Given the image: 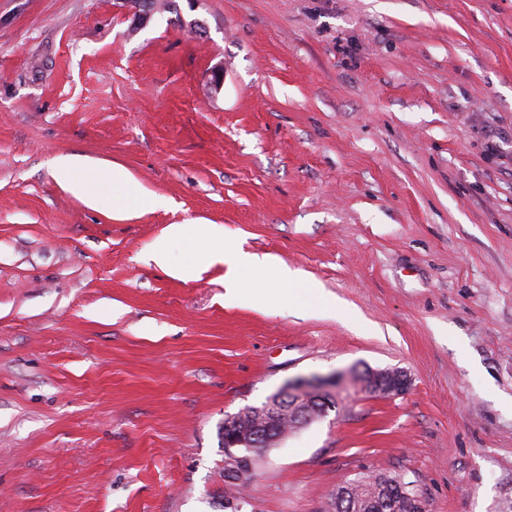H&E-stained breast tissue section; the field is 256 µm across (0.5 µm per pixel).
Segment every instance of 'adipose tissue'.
<instances>
[{
  "instance_id": "adipose-tissue-1",
  "label": "adipose tissue",
  "mask_w": 512,
  "mask_h": 512,
  "mask_svg": "<svg viewBox=\"0 0 512 512\" xmlns=\"http://www.w3.org/2000/svg\"><path fill=\"white\" fill-rule=\"evenodd\" d=\"M54 166L67 173V190L89 204L99 201L106 180L110 179L114 183L124 185L126 192L116 209L119 217L127 218L154 209L161 203L158 195L140 188L121 166H113L112 174L108 177L93 172L91 160L84 156H59L55 158Z\"/></svg>"
}]
</instances>
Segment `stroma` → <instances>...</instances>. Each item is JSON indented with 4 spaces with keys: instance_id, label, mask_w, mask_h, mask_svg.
<instances>
[{
    "instance_id": "35a3bbf8",
    "label": "stroma",
    "mask_w": 512,
    "mask_h": 512,
    "mask_svg": "<svg viewBox=\"0 0 512 512\" xmlns=\"http://www.w3.org/2000/svg\"><path fill=\"white\" fill-rule=\"evenodd\" d=\"M68 154L166 206L86 205ZM212 224L332 308L181 279ZM366 366L410 390L225 483V415ZM375 473L512 504V0H0V512H334ZM122 184L126 187L124 199L117 206L116 214L121 218H128L134 213H141L156 208L162 199L151 192L140 188L129 173L121 166L112 165V185Z\"/></svg>"
}]
</instances>
